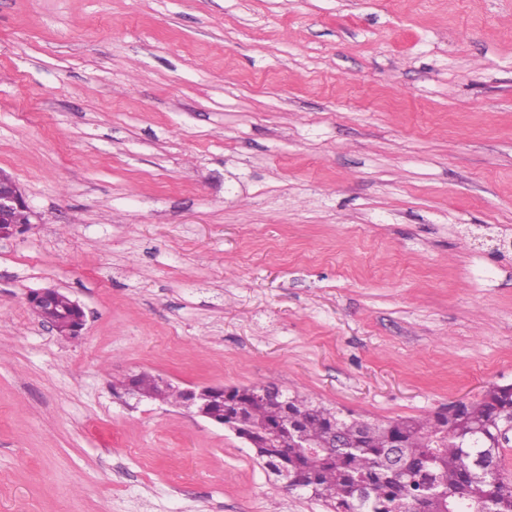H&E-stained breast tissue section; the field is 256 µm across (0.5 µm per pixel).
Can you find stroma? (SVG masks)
<instances>
[{
    "mask_svg": "<svg viewBox=\"0 0 512 512\" xmlns=\"http://www.w3.org/2000/svg\"><path fill=\"white\" fill-rule=\"evenodd\" d=\"M0 169V512H328L141 372L375 421L512 384V0H0ZM20 213H24L28 219L35 217L29 199L17 182L8 172L0 170V240H8L19 233L17 219ZM60 293L58 288L35 291L29 297L30 308L33 314L58 336L76 338L85 326V310L77 300L71 299L68 310L58 311L57 300Z\"/></svg>",
    "mask_w": 512,
    "mask_h": 512,
    "instance_id": "stroma-1",
    "label": "stroma"
}]
</instances>
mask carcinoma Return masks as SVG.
Here are the masks:
<instances>
[{
    "label": "carcinoma",
    "instance_id": "cac0c4a2",
    "mask_svg": "<svg viewBox=\"0 0 512 512\" xmlns=\"http://www.w3.org/2000/svg\"><path fill=\"white\" fill-rule=\"evenodd\" d=\"M140 395L177 403L180 393L164 389L143 373ZM241 424L256 429L255 455L274 475L294 478L295 493L324 502L334 512H468L467 504L490 500L496 512H512V481L500 471L478 476L484 460L499 459L512 446V385L493 384L481 399L459 402L419 418L371 422L288 397V410L299 431L315 447L292 448L282 422V405L252 397V388L234 390ZM351 441L334 448L332 433ZM365 495L358 496V485Z\"/></svg>",
    "mask_w": 512,
    "mask_h": 512
}]
</instances>
